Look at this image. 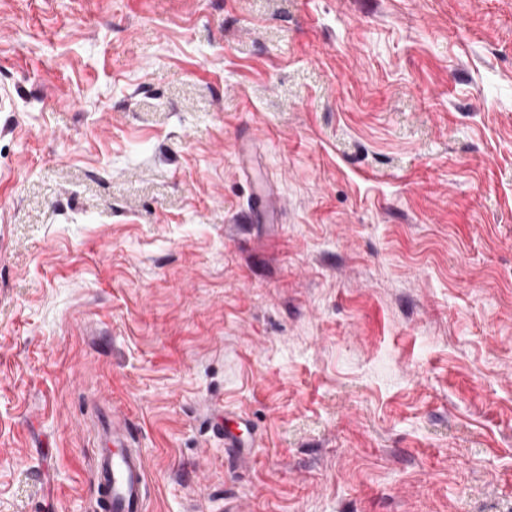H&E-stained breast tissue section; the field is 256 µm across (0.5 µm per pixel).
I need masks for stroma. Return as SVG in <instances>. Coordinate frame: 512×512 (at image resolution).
Segmentation results:
<instances>
[{"label":"stroma","instance_id":"35a3bbf8","mask_svg":"<svg viewBox=\"0 0 512 512\" xmlns=\"http://www.w3.org/2000/svg\"><path fill=\"white\" fill-rule=\"evenodd\" d=\"M0 86V512L111 411L149 512H512V0H0Z\"/></svg>","mask_w":512,"mask_h":512}]
</instances>
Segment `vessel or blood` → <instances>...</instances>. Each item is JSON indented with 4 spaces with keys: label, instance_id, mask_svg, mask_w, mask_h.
I'll use <instances>...</instances> for the list:
<instances>
[{
    "label": "vessel or blood",
    "instance_id": "obj_1",
    "mask_svg": "<svg viewBox=\"0 0 512 512\" xmlns=\"http://www.w3.org/2000/svg\"><path fill=\"white\" fill-rule=\"evenodd\" d=\"M102 440L94 463L101 512H148V465L132 430L116 420Z\"/></svg>",
    "mask_w": 512,
    "mask_h": 512
}]
</instances>
